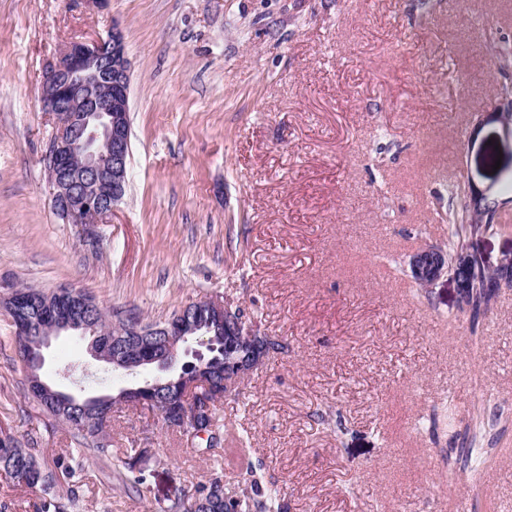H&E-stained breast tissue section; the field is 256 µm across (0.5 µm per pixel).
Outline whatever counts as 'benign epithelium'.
<instances>
[{"label": "benign epithelium", "mask_w": 512, "mask_h": 512, "mask_svg": "<svg viewBox=\"0 0 512 512\" xmlns=\"http://www.w3.org/2000/svg\"><path fill=\"white\" fill-rule=\"evenodd\" d=\"M131 67L123 36L114 28L105 39L72 40L59 51L55 63L42 74L40 99L51 117L54 132L48 141L46 160L51 202L56 213L70 224H101L112 215L126 193L130 154ZM473 255L458 247L448 252L426 246L416 250L410 260L411 278L430 287L444 275L456 282L459 308L467 313V282L460 272ZM486 274L496 288L512 286V259ZM26 290L13 288L0 297V305L12 312L25 301ZM199 321L223 334L224 345L215 337L201 339L186 328L185 309L175 312L158 327L147 328L141 320L126 325L131 336H164L125 354V345L112 341L116 362L150 370L152 375L119 391L114 400L133 406L156 405L166 426L177 429L188 439L207 438L202 431L213 401L236 391L241 382L269 356L270 346L256 339L239 310L231 309L221 297L199 302ZM82 323L77 309L60 303L47 313L46 335L35 343H25L23 358L36 369L45 362L44 349L54 336L77 331ZM60 399H71L104 410L109 396L77 397L55 391ZM212 492L224 497V512H239L240 499L226 491L224 482Z\"/></svg>", "instance_id": "benign-epithelium-1"}]
</instances>
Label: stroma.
Returning a JSON list of instances; mask_svg holds the SVG:
<instances>
[{
  "label": "stroma",
  "instance_id": "1",
  "mask_svg": "<svg viewBox=\"0 0 512 512\" xmlns=\"http://www.w3.org/2000/svg\"><path fill=\"white\" fill-rule=\"evenodd\" d=\"M122 30L131 158L108 223L52 209L43 70L74 39ZM512 0H0V286L70 287L159 322L224 297L271 356L223 398L227 430L280 490L283 512H512V288L478 333L449 277L418 287L409 256L440 246L450 185L498 200L506 232L472 230L489 267L512 258V126L492 119L512 82ZM42 378L114 395L131 377L87 343L53 337ZM493 420L473 482L465 432ZM0 428L45 465L67 427L27 395L0 308ZM142 455L140 492L123 481ZM239 461L204 454L149 407L112 411V458L90 459L66 512H157ZM43 492L0 471V512Z\"/></svg>",
  "mask_w": 512,
  "mask_h": 512
}]
</instances>
